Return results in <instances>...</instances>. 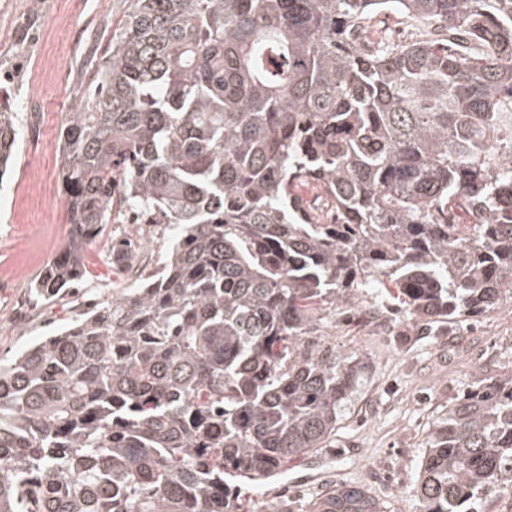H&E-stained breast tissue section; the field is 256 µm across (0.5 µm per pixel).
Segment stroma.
<instances>
[{
    "label": "stroma",
    "mask_w": 512,
    "mask_h": 512,
    "mask_svg": "<svg viewBox=\"0 0 512 512\" xmlns=\"http://www.w3.org/2000/svg\"><path fill=\"white\" fill-rule=\"evenodd\" d=\"M131 0H0V71L18 105L17 159L0 181V358L63 324L73 312L122 294L112 242L143 230L147 271L174 234L167 224H109L84 247L86 281L35 299L32 286L70 234L60 131L90 62H101ZM326 341L367 356L371 369L342 413L331 448L288 461L265 495L239 491L243 512H309L338 485L365 488L385 512H417L416 471L432 422L474 382L512 367V305L469 324L409 321L377 302L336 306Z\"/></svg>",
    "instance_id": "1"
}]
</instances>
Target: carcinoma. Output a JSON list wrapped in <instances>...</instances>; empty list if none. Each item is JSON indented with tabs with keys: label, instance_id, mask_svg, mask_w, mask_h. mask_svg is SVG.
<instances>
[{
	"label": "carcinoma",
	"instance_id": "1",
	"mask_svg": "<svg viewBox=\"0 0 512 512\" xmlns=\"http://www.w3.org/2000/svg\"><path fill=\"white\" fill-rule=\"evenodd\" d=\"M386 10L420 38L369 39ZM16 119L0 104L1 177ZM60 141L71 230L38 297L85 278L105 224L178 232L0 361V512H238L225 472L329 447L370 370L319 339L336 303H512V0H132ZM508 475L512 368L429 427L419 512H483ZM309 512L383 510L334 486Z\"/></svg>",
	"mask_w": 512,
	"mask_h": 512
}]
</instances>
